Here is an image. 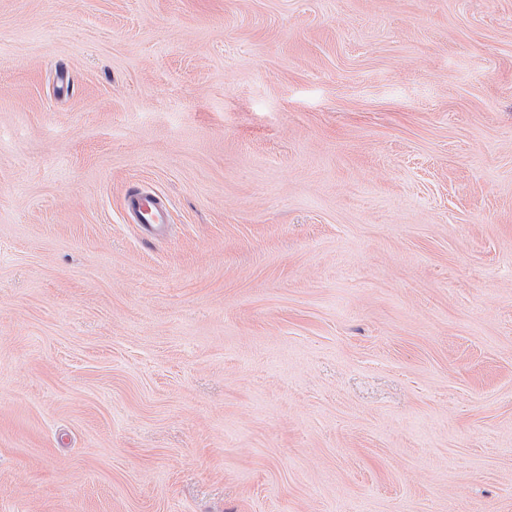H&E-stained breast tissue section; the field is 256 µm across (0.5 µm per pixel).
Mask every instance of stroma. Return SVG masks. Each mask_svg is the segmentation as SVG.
I'll list each match as a JSON object with an SVG mask.
<instances>
[{
  "instance_id": "1",
  "label": "stroma",
  "mask_w": 512,
  "mask_h": 512,
  "mask_svg": "<svg viewBox=\"0 0 512 512\" xmlns=\"http://www.w3.org/2000/svg\"><path fill=\"white\" fill-rule=\"evenodd\" d=\"M0 512H512V0H0ZM125 210L134 224H140L151 235L164 233L169 224L168 202L159 196L131 189L125 198Z\"/></svg>"
}]
</instances>
